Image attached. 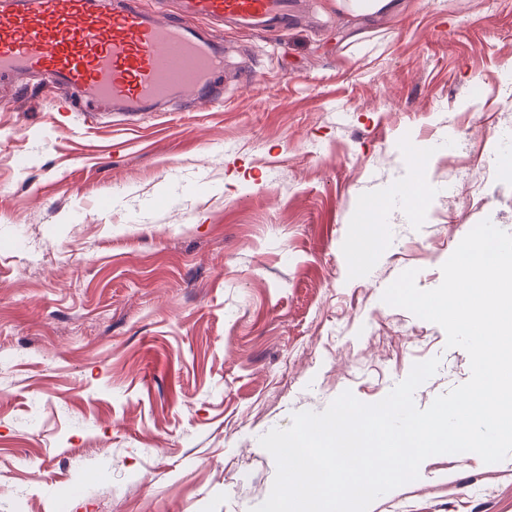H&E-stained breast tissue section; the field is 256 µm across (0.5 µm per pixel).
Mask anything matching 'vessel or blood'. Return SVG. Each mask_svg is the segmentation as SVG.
Instances as JSON below:
<instances>
[{"label":"vessel or blood","instance_id":"vessel-or-blood-1","mask_svg":"<svg viewBox=\"0 0 512 512\" xmlns=\"http://www.w3.org/2000/svg\"><path fill=\"white\" fill-rule=\"evenodd\" d=\"M292 10V0H178L176 15L159 16L142 0H0V81L41 79L66 112L76 90L91 105L146 112L223 73L224 49L200 22L273 35Z\"/></svg>","mask_w":512,"mask_h":512}]
</instances>
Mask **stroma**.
Here are the masks:
<instances>
[{
  "instance_id": "1",
  "label": "stroma",
  "mask_w": 512,
  "mask_h": 512,
  "mask_svg": "<svg viewBox=\"0 0 512 512\" xmlns=\"http://www.w3.org/2000/svg\"><path fill=\"white\" fill-rule=\"evenodd\" d=\"M207 33L215 87L154 112L0 87V512H250L294 413L433 357L418 408L470 377L382 296L410 269L439 286L483 220L512 232V0H304L282 35ZM409 148L428 197L361 262ZM371 512H512V456L429 457ZM336 4L344 10L357 15H374L392 11L396 0H336Z\"/></svg>"
}]
</instances>
